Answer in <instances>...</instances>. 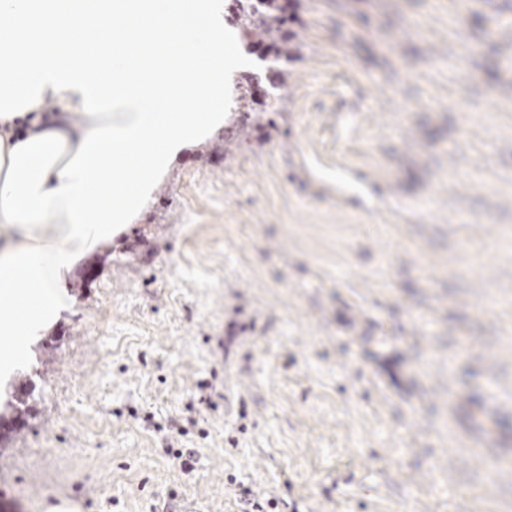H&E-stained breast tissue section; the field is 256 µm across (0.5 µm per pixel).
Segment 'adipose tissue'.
<instances>
[{
    "mask_svg": "<svg viewBox=\"0 0 512 512\" xmlns=\"http://www.w3.org/2000/svg\"><path fill=\"white\" fill-rule=\"evenodd\" d=\"M0 377L66 276L224 123V0H0ZM55 111H42L44 101Z\"/></svg>",
    "mask_w": 512,
    "mask_h": 512,
    "instance_id": "1",
    "label": "adipose tissue"
}]
</instances>
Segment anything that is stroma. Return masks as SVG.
<instances>
[{
    "instance_id": "obj_1",
    "label": "stroma",
    "mask_w": 512,
    "mask_h": 512,
    "mask_svg": "<svg viewBox=\"0 0 512 512\" xmlns=\"http://www.w3.org/2000/svg\"><path fill=\"white\" fill-rule=\"evenodd\" d=\"M297 14L270 123L68 274L0 512H512V9Z\"/></svg>"
}]
</instances>
